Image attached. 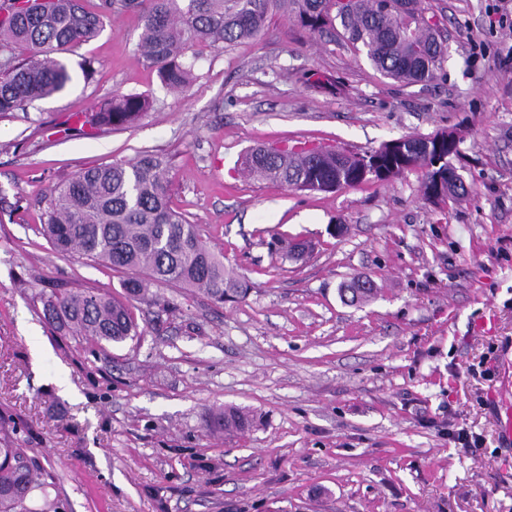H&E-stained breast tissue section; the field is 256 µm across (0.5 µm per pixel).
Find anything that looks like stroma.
I'll use <instances>...</instances> for the list:
<instances>
[{
	"label": "stroma",
	"instance_id": "obj_1",
	"mask_svg": "<svg viewBox=\"0 0 512 512\" xmlns=\"http://www.w3.org/2000/svg\"><path fill=\"white\" fill-rule=\"evenodd\" d=\"M425 3L448 47L430 83L277 15L168 93L124 11L66 54L63 93L0 115V446L54 478L58 512H512L494 403L512 400V33L493 0ZM115 92L153 107L128 128H69ZM440 131L460 137L468 189L441 207L418 169L329 193L243 169L256 147L362 155ZM147 150L169 160L172 207L250 288L220 304L152 285L133 303L140 337L101 350L49 326L42 299L118 295L125 275L57 253L38 232L45 197ZM358 279L376 286L361 303L343 293ZM224 406L249 428L213 432ZM454 426L482 446L450 441Z\"/></svg>",
	"mask_w": 512,
	"mask_h": 512
}]
</instances>
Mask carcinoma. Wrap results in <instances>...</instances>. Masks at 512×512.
I'll list each match as a JSON object with an SVG mask.
<instances>
[{
    "label": "carcinoma",
    "mask_w": 512,
    "mask_h": 512,
    "mask_svg": "<svg viewBox=\"0 0 512 512\" xmlns=\"http://www.w3.org/2000/svg\"><path fill=\"white\" fill-rule=\"evenodd\" d=\"M6 0L0 5V114L24 110L62 92L71 76L57 55L96 38L105 18L143 8L138 48L156 70L159 85L182 91L207 50L258 37L272 15L286 12L304 30L342 36L365 53L383 76L405 84L437 79L447 54L438 23L425 16L421 0ZM145 95L115 93L88 123L123 129L151 108ZM409 150L423 170L422 194L430 200L427 153L421 137ZM359 157L299 146L254 148L244 159L250 174L290 189L334 192L350 188ZM168 161L147 152L135 161L114 162L78 173L50 190L40 233L63 255L77 252L127 278L126 299L107 293L54 288L44 301V318L58 329L96 344L124 343L141 335L131 301L154 283L204 291L217 303L246 294L248 284L224 266V255L208 247L198 226L170 207ZM467 193L458 174L442 186L439 202ZM247 419L235 407L211 413L215 432H233ZM35 461L23 448L0 447V512H37L26 505L37 487Z\"/></svg>",
    "instance_id": "cac0c4a2"
}]
</instances>
